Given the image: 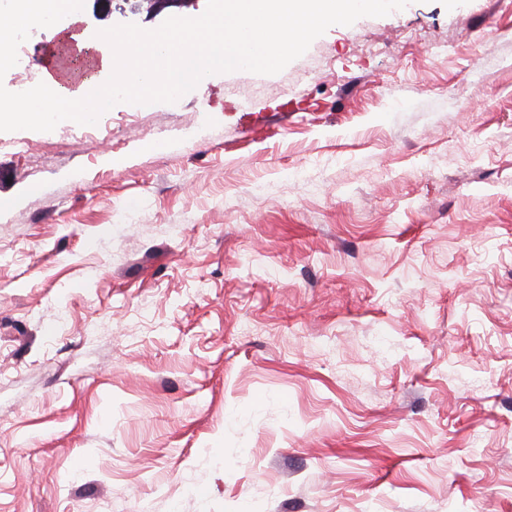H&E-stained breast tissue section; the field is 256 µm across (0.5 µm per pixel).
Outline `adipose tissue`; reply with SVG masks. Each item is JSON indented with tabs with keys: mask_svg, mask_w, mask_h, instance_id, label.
<instances>
[{
	"mask_svg": "<svg viewBox=\"0 0 512 512\" xmlns=\"http://www.w3.org/2000/svg\"><path fill=\"white\" fill-rule=\"evenodd\" d=\"M383 0H223L216 21L206 23L195 38L179 29H164L142 38L124 33L118 41L138 61L139 76L116 71L112 86L150 102L202 81L212 69L233 70L269 66L301 45L326 22L343 23L358 10L376 9ZM112 86L100 87L94 99L48 78L28 93L18 116L32 125L65 112L74 119L89 118L111 101Z\"/></svg>",
	"mask_w": 512,
	"mask_h": 512,
	"instance_id": "ef3b65f1",
	"label": "adipose tissue"
}]
</instances>
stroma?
I'll return each instance as SVG.
<instances>
[{"label": "stroma", "mask_w": 512, "mask_h": 512, "mask_svg": "<svg viewBox=\"0 0 512 512\" xmlns=\"http://www.w3.org/2000/svg\"><path fill=\"white\" fill-rule=\"evenodd\" d=\"M1 197L0 512H512V0L0 122Z\"/></svg>", "instance_id": "35a3bbf8"}]
</instances>
